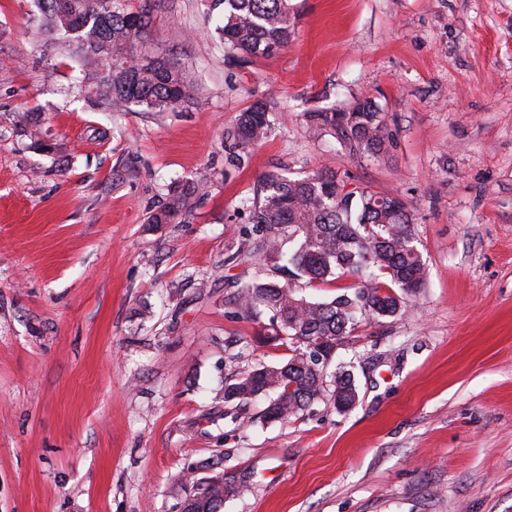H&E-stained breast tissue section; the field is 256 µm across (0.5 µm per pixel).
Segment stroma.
Returning <instances> with one entry per match:
<instances>
[{
  "label": "stroma",
  "mask_w": 512,
  "mask_h": 512,
  "mask_svg": "<svg viewBox=\"0 0 512 512\" xmlns=\"http://www.w3.org/2000/svg\"><path fill=\"white\" fill-rule=\"evenodd\" d=\"M289 4L288 44L231 65L220 10L158 0L146 48L201 95L109 112L35 0H0V512H181L178 476L214 459L245 487L222 512H512V0ZM365 98L385 152L313 134L307 113ZM257 101L271 134L230 165ZM275 165L402 198L427 268L339 349L357 405L285 423L221 399L290 356L224 300ZM196 182L185 218L146 223Z\"/></svg>",
  "instance_id": "stroma-1"
}]
</instances>
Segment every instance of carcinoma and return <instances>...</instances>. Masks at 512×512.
Masks as SVG:
<instances>
[{"label":"carcinoma","mask_w":512,"mask_h":512,"mask_svg":"<svg viewBox=\"0 0 512 512\" xmlns=\"http://www.w3.org/2000/svg\"><path fill=\"white\" fill-rule=\"evenodd\" d=\"M127 0H38L43 25L68 36L99 105L119 108L133 103L165 112L191 104L199 89L163 58L140 56L138 45L151 26L153 5L140 8ZM224 6L216 27L231 63L250 64L288 43L294 22L288 0H211ZM269 107L256 102L240 113L230 134L227 160L241 163L248 148L266 138ZM310 125L359 155L386 149L385 119L370 100H355L309 114ZM204 185L188 184L147 217L149 224H170L186 213L189 198ZM250 210L264 260L286 275L281 283L262 276L248 282L227 277L224 285L240 312L270 314L267 335L287 345L286 363L260 366L224 385V401L246 403L272 392L275 398L262 419L286 422L317 402L340 408L356 389L345 370L332 371L336 343H345L359 318L397 317L406 298L423 287L426 264L413 244L409 227L415 214L399 197L346 184L336 175L314 171L290 178L274 167L262 175L260 192L242 200ZM299 238L298 248L281 251L284 239ZM365 278L352 292L312 301L299 284L330 283L351 274ZM238 488L222 482L192 489L190 512H221Z\"/></svg>","instance_id":"cac0c4a2"}]
</instances>
